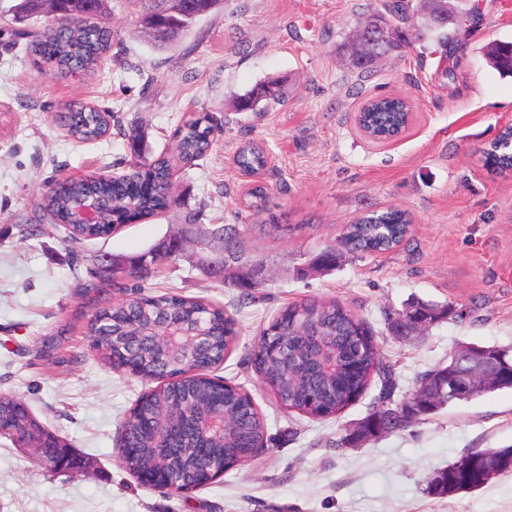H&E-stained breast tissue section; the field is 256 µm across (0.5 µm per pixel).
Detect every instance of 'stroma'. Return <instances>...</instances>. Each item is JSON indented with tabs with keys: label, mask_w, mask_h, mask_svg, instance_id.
Instances as JSON below:
<instances>
[{
	"label": "stroma",
	"mask_w": 512,
	"mask_h": 512,
	"mask_svg": "<svg viewBox=\"0 0 512 512\" xmlns=\"http://www.w3.org/2000/svg\"><path fill=\"white\" fill-rule=\"evenodd\" d=\"M14 2L0 0V393L25 400L89 467L53 473L0 446V512H512L510 473L451 497L427 491L432 472L468 449L512 445V390L341 448L378 385L338 417L315 420L282 408L250 361L277 311L312 296L337 299L368 323L404 394L461 346H512V176L491 172L483 157L512 124V77L482 55L489 42L512 41V0H459L454 52L418 41L367 74L352 67L345 42L381 0H224L165 48L141 28L136 0H107L111 49L77 78L34 65L28 44L51 19L12 22ZM269 79L282 81V102L238 111L239 97ZM378 94L410 105L396 143H372L356 127ZM71 103L111 112L116 123L100 140L75 142L56 120ZM199 112L214 120L212 148L175 163L173 202L158 216L71 243L41 213L52 183L127 172L126 132L143 131L151 154L169 152L176 130ZM248 142L267 157L265 211L250 207L255 179L235 163ZM390 207L412 220L397 248L345 250L334 270H311L346 224ZM193 214L202 224L238 225L260 287L248 295L226 287L183 256L144 280V290L202 299L237 320L234 349L211 374L251 394L272 441L244 466L172 498L119 465L123 427L150 384L112 369L91 348L88 326L128 297L98 273L102 256L146 252ZM415 299L452 305L456 315L395 339L386 316Z\"/></svg>",
	"instance_id": "obj_1"
}]
</instances>
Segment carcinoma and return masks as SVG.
Masks as SVG:
<instances>
[{
	"label": "carcinoma",
	"mask_w": 512,
	"mask_h": 512,
	"mask_svg": "<svg viewBox=\"0 0 512 512\" xmlns=\"http://www.w3.org/2000/svg\"><path fill=\"white\" fill-rule=\"evenodd\" d=\"M106 0H56L55 8L63 22L50 27L31 42L35 63L46 65L60 74L88 71L111 48V32L97 22ZM139 23L151 31V38L165 45L188 31L198 18L216 8L223 0H137ZM455 19L453 0H383L378 12L353 36V66L362 73L372 71L381 59L410 46L414 32L434 36L442 51L454 38L448 36V23ZM487 63L499 73L512 77V42H498L485 47ZM281 86L270 80L256 87L239 103L242 111H255L260 103L280 101ZM109 114L96 108L69 106L58 115L69 135L82 141L101 137L109 127ZM408 120L405 100L389 96L370 101L359 117L370 135L386 139L400 134ZM214 133L208 114H200L176 131L174 153L185 164L203 157ZM142 134L131 131L127 140L138 153L139 169L112 176L88 175L77 180L58 182L44 198V209L59 224L66 226L69 241L106 238L115 226L132 224L159 213L171 202V157L140 153ZM512 128L504 129L484 152V164L493 172L512 171ZM237 165L254 174L266 165L262 150L246 146L239 150ZM86 203L99 210L95 224L71 223L75 207ZM405 211L388 208L364 215L345 227L341 244L353 253L385 252L398 246L409 232ZM181 235L168 238L166 250L154 254L150 266L139 264L141 256L129 258V267L112 272L113 285L128 277L147 278L168 261L179 257ZM224 259L238 263L239 231L235 224L222 225ZM338 254L325 248L311 261V268L330 271L336 267ZM227 284L247 292L257 282L247 275L224 267ZM407 308L435 321L453 313L451 305L438 306L414 301ZM177 319L186 329L201 325L212 341L191 355L167 357L162 346L169 321ZM92 346L104 352L112 366L161 384L150 398L130 412L122 445L132 448L120 453L127 473L161 462L173 481H202L204 469L223 463L224 449L237 448L246 456L258 457L268 447L265 422L250 396L237 388L221 389L202 370L218 366L233 348L237 331L234 319L223 308L201 300L175 295H142L104 308L90 321ZM252 364L262 385L270 389L288 410L310 417L325 413L338 416L359 399L374 379L380 380L376 405L366 421L377 420L385 433L406 430L418 423L406 417L403 399L394 398L396 383L383 362L371 328L350 309L336 300L317 297L293 302L281 308L262 330L252 353ZM224 405V419L232 423L227 432L215 430L207 441V453H198V441L191 422L194 416L213 415ZM29 424L39 433L45 428L20 398L0 394V440L12 441L9 429ZM376 439L368 431H346L337 445H358ZM498 478L512 472V445L505 448L469 450L444 467L445 482L428 484V491L439 496L477 491L492 482L488 473Z\"/></svg>",
	"instance_id": "cac0c4a2"
}]
</instances>
